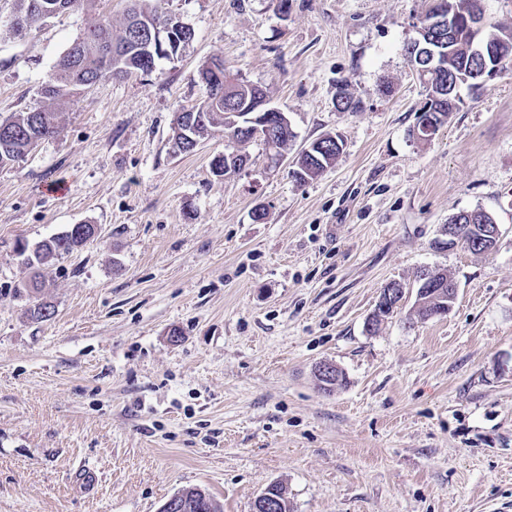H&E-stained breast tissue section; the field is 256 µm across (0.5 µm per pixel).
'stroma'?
<instances>
[{
	"label": "stroma",
	"instance_id": "obj_1",
	"mask_svg": "<svg viewBox=\"0 0 512 512\" xmlns=\"http://www.w3.org/2000/svg\"><path fill=\"white\" fill-rule=\"evenodd\" d=\"M431 5L163 0L194 31L177 57L52 103L55 62L127 0L22 36L0 0V119L61 111L0 168V512H158L190 486L252 512L273 483L291 512H512V68L413 140L405 47ZM214 57L287 112L290 155L340 135L334 165L300 185L255 139L218 177L219 128L173 154ZM340 81L361 111L337 110ZM474 209L495 249L435 248ZM80 223L98 240L42 268L55 315L28 319L18 243ZM424 269L454 279L448 312L420 320L410 297L367 331L381 289ZM324 362L343 386L319 388Z\"/></svg>",
	"mask_w": 512,
	"mask_h": 512
}]
</instances>
